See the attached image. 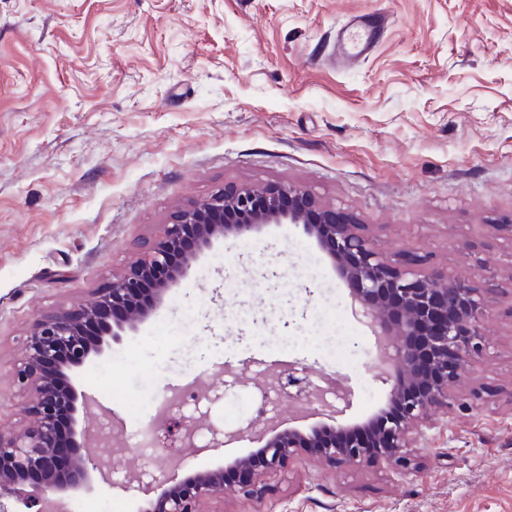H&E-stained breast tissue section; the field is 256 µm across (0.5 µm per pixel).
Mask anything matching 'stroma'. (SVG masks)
Wrapping results in <instances>:
<instances>
[{
  "label": "stroma",
  "instance_id": "35a3bbf8",
  "mask_svg": "<svg viewBox=\"0 0 512 512\" xmlns=\"http://www.w3.org/2000/svg\"><path fill=\"white\" fill-rule=\"evenodd\" d=\"M377 12L368 55L334 56L338 30ZM271 182L356 213L382 252L418 248L497 288L414 472L306 458L271 479L264 512H512V0H0V427L24 426L13 373L44 310L110 283L188 202ZM194 269L79 369L91 428L128 413L101 384L110 364L134 392L199 381L184 413L227 432L257 423L291 364L351 391L344 422L385 405L366 320L303 225L216 240ZM322 313L349 326L344 351L306 343ZM124 441L115 479L158 474L166 449L129 426Z\"/></svg>",
  "mask_w": 512,
  "mask_h": 512
}]
</instances>
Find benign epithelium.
Returning a JSON list of instances; mask_svg holds the SVG:
<instances>
[{
	"label": "benign epithelium",
	"instance_id": "1",
	"mask_svg": "<svg viewBox=\"0 0 512 512\" xmlns=\"http://www.w3.org/2000/svg\"><path fill=\"white\" fill-rule=\"evenodd\" d=\"M288 223L304 225L350 286L354 305L393 367L384 379L388 400L359 422L307 429L272 424L258 433L264 467L253 470L250 457L235 458L229 467L241 476L231 488L259 512L267 480L285 472L306 448L338 470L383 462L401 473L415 470L412 449L422 428L433 425L435 410L451 407L453 387L482 351L487 296L494 284L481 276L456 282L418 251L388 256L361 232L354 214L324 206L298 187L226 184L179 210L157 238L135 240L136 259L90 302L46 310L35 321L14 371L28 393L17 414L30 425L20 434L0 431V512H45L46 500L68 502L95 481L117 494L134 488L112 480V468L86 445L87 429L79 427L78 415L95 397L76 389L75 369L104 355L110 341L136 331L191 275L197 254L213 241L247 239L265 224ZM277 378L283 388L295 387L308 398L313 394L302 370L290 367ZM147 427L162 447H190L192 457L243 436L241 430L215 429L211 443L195 448L193 422L165 412L155 414ZM223 485L224 467L189 470L181 459L134 488L141 499L138 512H223Z\"/></svg>",
	"mask_w": 512,
	"mask_h": 512
}]
</instances>
